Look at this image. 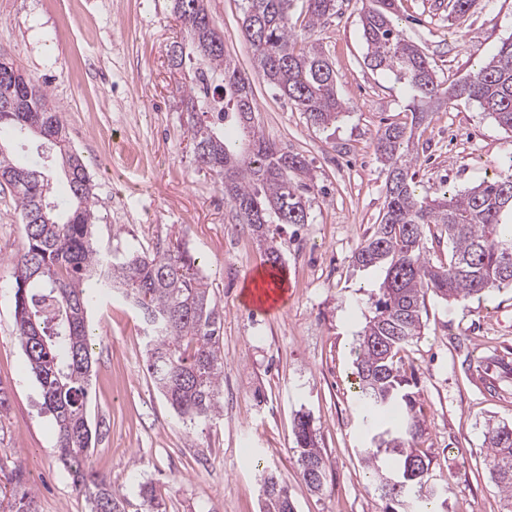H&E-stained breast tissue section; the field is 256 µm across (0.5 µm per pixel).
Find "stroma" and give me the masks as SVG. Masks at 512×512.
<instances>
[{"mask_svg":"<svg viewBox=\"0 0 512 512\" xmlns=\"http://www.w3.org/2000/svg\"><path fill=\"white\" fill-rule=\"evenodd\" d=\"M370 0H336L315 28L336 73L346 111L316 128L259 76L241 31L242 0H207L224 50L248 78L256 123L270 144L302 155L315 188L310 221L287 225L281 249L290 280L283 312L261 314L244 297L267 270L263 250L213 177L196 167L179 78L168 65L182 38L169 0H0V52L46 82L71 142L96 185L100 256L115 261L134 247L181 240L198 259L224 311L222 416L178 419L145 369V333L122 295L89 311L94 333L88 418L100 438L93 469L140 504L152 484L166 512H260L263 471L288 484L295 512H384L360 460L364 426L354 392L352 347L376 292L375 271L352 265L384 205L383 166L374 144L404 121L411 94L365 61L359 17ZM395 20L444 81L462 77L512 36V0H476L465 15L449 0H396ZM120 135L130 159L99 160ZM420 191L466 189L512 158V133L474 103L436 111L417 132ZM21 217L0 187V467L21 463L38 512H89L58 459L52 418L14 329ZM401 372L423 409L418 441L446 487L445 512H505L484 446L488 421L512 423V288L482 301L427 302L422 338L402 354ZM313 419L324 459L323 484L298 474L293 422Z\"/></svg>","mask_w":512,"mask_h":512,"instance_id":"obj_1","label":"stroma"}]
</instances>
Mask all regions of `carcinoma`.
Returning <instances> with one entry per match:
<instances>
[{"label": "carcinoma", "instance_id": "cac0c4a2", "mask_svg": "<svg viewBox=\"0 0 512 512\" xmlns=\"http://www.w3.org/2000/svg\"><path fill=\"white\" fill-rule=\"evenodd\" d=\"M170 2L185 38L171 45L168 60L174 71L188 70L181 89L194 160L234 201L271 268L282 272V226L309 223L307 194L314 188L309 165L263 137L250 84L224 53L205 0ZM305 2L306 23L298 34L290 25L293 0H244L242 33L266 81L310 125L326 128L345 110L335 71L324 51L297 44L325 23L336 3ZM394 15L395 0H375L360 16L367 64L393 72L413 93L410 122L390 124L376 139L377 159L386 171L384 208L353 255L358 268L381 275L353 349L357 401L369 435L360 453L388 501L385 512H399L411 500L422 512H440L432 460L417 448L424 431L421 408L406 390L396 357L423 335L428 297L479 300L512 287V222L504 221L512 218V158L464 191L447 187L431 198L418 192L415 129L433 104L466 100L512 132V38L446 86L422 50L404 38ZM56 169L65 180L63 201L52 183ZM0 183L12 189L24 230L14 285L16 331L54 422L58 459L90 512H129L130 503L88 467L99 439L87 416L88 310L114 288L134 301L146 330L147 371L175 413L190 420H211L223 412L224 313L196 258L178 243L136 249L103 266L91 239L97 222L91 173L70 146L47 89L12 61L0 64ZM431 225L448 238V260L438 264L429 257L425 229ZM293 434L302 480L318 490L324 460L311 415L297 414ZM484 444L491 451V478L512 501V424L488 423ZM388 448L399 460L383 475L378 460ZM23 477L15 466L10 491L0 488L8 512H36L34 497L17 490ZM260 497L262 512H294L287 483L272 473L263 477ZM142 506L145 512H164L152 487L143 488Z\"/></svg>", "mask_w": 512, "mask_h": 512}]
</instances>
